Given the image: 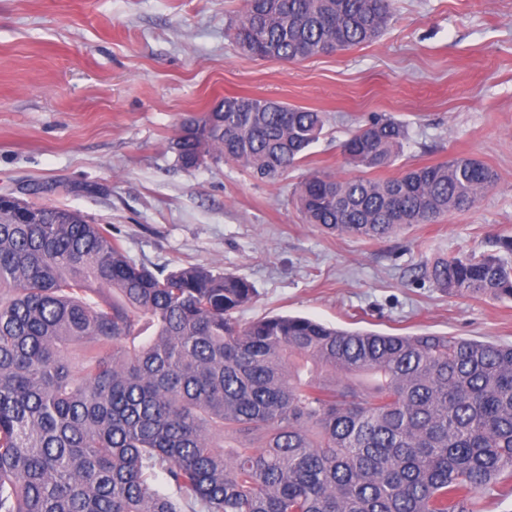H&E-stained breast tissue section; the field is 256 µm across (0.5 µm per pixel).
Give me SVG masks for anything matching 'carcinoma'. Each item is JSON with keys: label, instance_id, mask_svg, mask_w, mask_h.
<instances>
[{"label": "carcinoma", "instance_id": "carcinoma-1", "mask_svg": "<svg viewBox=\"0 0 512 512\" xmlns=\"http://www.w3.org/2000/svg\"><path fill=\"white\" fill-rule=\"evenodd\" d=\"M394 0H246L234 42L298 61L378 39ZM324 113L226 96L174 142L275 182ZM406 125L380 116L340 145L363 174L295 188L309 224L380 240L472 208L495 173L463 157L375 179ZM451 295L512 300L495 254L424 266ZM243 277L159 276L112 225L16 198L0 205V512H478L512 476V346L390 336L291 316L242 323ZM165 486L155 484L157 474Z\"/></svg>", "mask_w": 512, "mask_h": 512}]
</instances>
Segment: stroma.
<instances>
[{
  "label": "stroma",
  "instance_id": "35a3bbf8",
  "mask_svg": "<svg viewBox=\"0 0 512 512\" xmlns=\"http://www.w3.org/2000/svg\"><path fill=\"white\" fill-rule=\"evenodd\" d=\"M243 0H0V194L108 224L155 272L246 278L238 317L302 316L387 334L512 344V301L448 295L424 264L512 238V0H395L375 42L294 63L243 53ZM325 113L277 182L231 162L183 169L182 118L227 95ZM389 115L408 138L384 176L470 157L497 175L476 206L372 241L305 223L313 172L354 176L338 146Z\"/></svg>",
  "mask_w": 512,
  "mask_h": 512
}]
</instances>
